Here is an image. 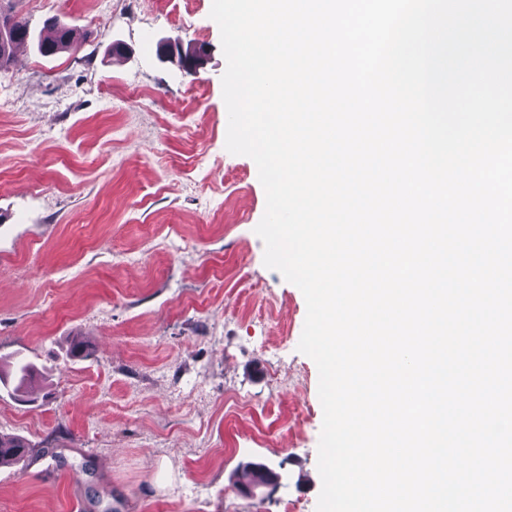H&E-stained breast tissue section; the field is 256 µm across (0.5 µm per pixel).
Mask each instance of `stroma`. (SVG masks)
Returning a JSON list of instances; mask_svg holds the SVG:
<instances>
[{
    "label": "stroma",
    "instance_id": "obj_1",
    "mask_svg": "<svg viewBox=\"0 0 512 512\" xmlns=\"http://www.w3.org/2000/svg\"><path fill=\"white\" fill-rule=\"evenodd\" d=\"M212 0H0V512H316L323 409L301 290L263 262L255 162L227 151ZM78 51L42 56L48 18ZM204 47L196 72L161 46ZM88 352L70 354L72 339ZM281 473L239 493L240 468ZM29 37L27 22L16 13L0 10V69L12 61L14 50ZM32 452L33 448H30L23 439L0 436V464L19 463Z\"/></svg>",
    "mask_w": 512,
    "mask_h": 512
}]
</instances>
